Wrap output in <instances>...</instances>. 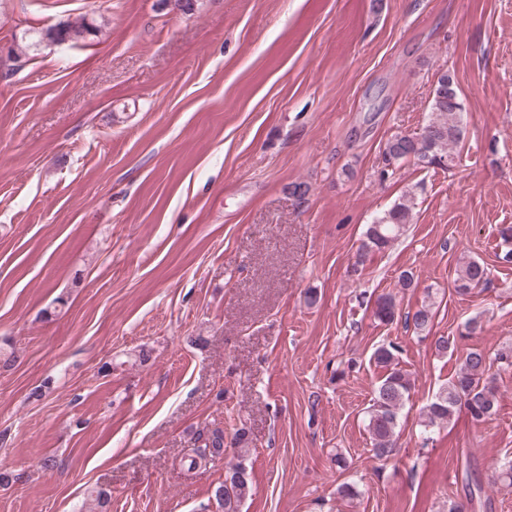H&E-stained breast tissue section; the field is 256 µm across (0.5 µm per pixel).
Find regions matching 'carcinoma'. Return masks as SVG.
I'll use <instances>...</instances> for the list:
<instances>
[{
  "mask_svg": "<svg viewBox=\"0 0 512 512\" xmlns=\"http://www.w3.org/2000/svg\"><path fill=\"white\" fill-rule=\"evenodd\" d=\"M98 26L81 17L46 33L47 38L56 43H64L85 34L97 32ZM463 112L457 86L451 74L439 79L432 90L428 120L424 132H401L391 136L385 143L384 154L388 162L413 161L420 165H443L453 161V149L464 139L461 119ZM414 194L407 192L389 210L371 224L365 240L360 246V258L372 251L388 246L398 238L405 226L413 220ZM488 269L476 259L463 261L456 273L455 291L468 295L473 290L488 284ZM375 316L384 323L391 324L399 316L395 298L381 295L375 304ZM434 312L429 305H423L413 314L406 315L405 321L412 323L414 330L423 332L429 329ZM398 347L393 344L381 345L375 349L371 359L382 370L375 386L372 403L367 410V431L372 442L373 457L378 461L389 460L397 448V428L400 413L409 398L412 382L409 374L398 362ZM458 371L441 386L433 400L426 406L425 426L445 427L456 413L465 410L471 423L476 426L486 423L497 412L498 389L495 377L489 374L491 362L500 364V369L512 368V347L500 349L495 358H490L485 350L472 347L460 358ZM246 431L238 428L232 437H226L224 427L215 425L194 433L191 445L183 449L181 466L188 472L207 468L224 459L228 449L240 453L247 452ZM230 482L217 483L209 497L219 512H240L242 503L252 493L249 474L242 473L241 464H236L226 474ZM465 499L448 502V512H469L474 508L476 493L482 492V479L473 472L466 473Z\"/></svg>",
  "mask_w": 512,
  "mask_h": 512,
  "instance_id": "1",
  "label": "carcinoma"
}]
</instances>
